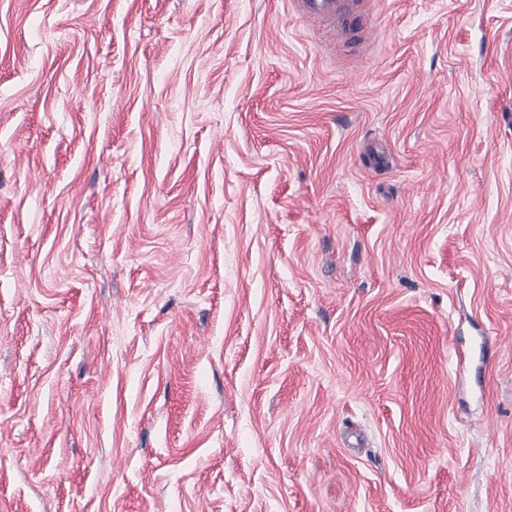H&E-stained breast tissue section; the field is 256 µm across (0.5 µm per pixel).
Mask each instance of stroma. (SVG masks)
<instances>
[{"label": "stroma", "mask_w": 512, "mask_h": 512, "mask_svg": "<svg viewBox=\"0 0 512 512\" xmlns=\"http://www.w3.org/2000/svg\"><path fill=\"white\" fill-rule=\"evenodd\" d=\"M0 0V512H512V0ZM293 9L312 23L325 24L343 47L356 44L373 29L374 18L359 0H291Z\"/></svg>", "instance_id": "obj_1"}]
</instances>
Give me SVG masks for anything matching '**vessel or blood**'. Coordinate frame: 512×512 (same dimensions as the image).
I'll return each mask as SVG.
<instances>
[{
	"mask_svg": "<svg viewBox=\"0 0 512 512\" xmlns=\"http://www.w3.org/2000/svg\"><path fill=\"white\" fill-rule=\"evenodd\" d=\"M295 12L326 25L345 46L356 44L372 30L374 18L359 0H291Z\"/></svg>",
	"mask_w": 512,
	"mask_h": 512,
	"instance_id": "obj_1",
	"label": "vessel or blood"
}]
</instances>
